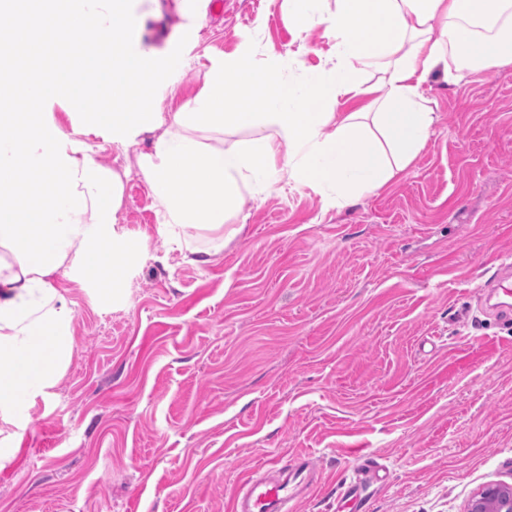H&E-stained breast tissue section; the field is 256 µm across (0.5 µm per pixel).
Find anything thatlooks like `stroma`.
I'll list each match as a JSON object with an SVG mask.
<instances>
[{
    "label": "stroma",
    "mask_w": 512,
    "mask_h": 512,
    "mask_svg": "<svg viewBox=\"0 0 512 512\" xmlns=\"http://www.w3.org/2000/svg\"><path fill=\"white\" fill-rule=\"evenodd\" d=\"M145 43L173 42L162 111L225 56L316 66L325 28L286 0H224L183 26L160 0ZM438 122L386 189L343 209L286 180L245 197L208 262L170 250L139 172L125 181L111 293L74 285V349L0 460V512H227L242 477L302 452L297 512H463L512 485V314L480 291L512 255V66L425 85Z\"/></svg>",
    "instance_id": "35a3bbf8"
}]
</instances>
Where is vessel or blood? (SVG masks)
<instances>
[{"mask_svg":"<svg viewBox=\"0 0 512 512\" xmlns=\"http://www.w3.org/2000/svg\"><path fill=\"white\" fill-rule=\"evenodd\" d=\"M492 293L503 294L502 311L512 310V260L503 259ZM313 465L309 455L274 459L249 472L230 498L229 512H295L297 501L310 489Z\"/></svg>","mask_w":512,"mask_h":512,"instance_id":"b4317fda","label":"vessel or blood"}]
</instances>
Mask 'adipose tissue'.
Instances as JSON below:
<instances>
[{
    "mask_svg": "<svg viewBox=\"0 0 512 512\" xmlns=\"http://www.w3.org/2000/svg\"><path fill=\"white\" fill-rule=\"evenodd\" d=\"M308 27L327 26L334 40L323 64L286 56L225 57L178 111L153 106L169 84L172 45L143 41L148 12L127 0H59L50 18L32 14L0 29V47L23 32L44 42L75 29L96 34L99 50L72 40L69 69L19 82L0 67V92L20 112H0V421L23 422L39 396L65 374L75 311L68 283L89 257L116 241L124 183L86 142L98 131L125 149L154 134L136 164L148 183L169 244L186 262L195 249L176 227L214 233L222 251L225 225L237 223L244 196L265 194L281 178L327 192L336 207L388 186L421 154L438 120L424 88L434 70L456 86L466 71L512 65V0H288ZM87 73L132 97L135 107L88 111L78 92ZM254 109L236 111L242 97ZM70 106V127L49 113ZM351 104L348 112L335 104ZM246 138H239V131ZM115 266L128 253H110Z\"/></svg>",
    "mask_w": 512,
    "mask_h": 512,
    "instance_id": "adipose-tissue-1",
    "label": "adipose tissue"
}]
</instances>
